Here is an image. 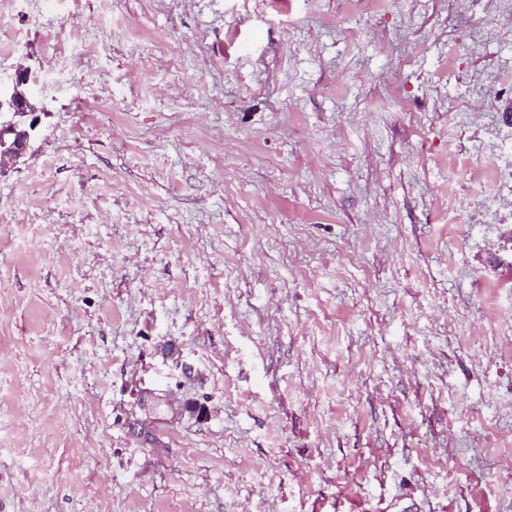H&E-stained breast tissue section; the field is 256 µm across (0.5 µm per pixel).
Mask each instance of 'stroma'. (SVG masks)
<instances>
[{
  "mask_svg": "<svg viewBox=\"0 0 512 512\" xmlns=\"http://www.w3.org/2000/svg\"><path fill=\"white\" fill-rule=\"evenodd\" d=\"M0 512H512V0H0ZM35 78L26 69H18L8 83L0 81V111L9 112L14 117H29L28 124L23 120L0 128V145L6 146L5 135L14 134V140L6 150L0 151V175L25 157L31 143L33 132L38 125V102L34 100L31 85ZM22 128L19 130V128Z\"/></svg>",
  "mask_w": 512,
  "mask_h": 512,
  "instance_id": "1",
  "label": "stroma"
}]
</instances>
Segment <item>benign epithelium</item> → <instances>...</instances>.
Wrapping results in <instances>:
<instances>
[{
	"mask_svg": "<svg viewBox=\"0 0 512 512\" xmlns=\"http://www.w3.org/2000/svg\"><path fill=\"white\" fill-rule=\"evenodd\" d=\"M35 78L26 69H18L8 83H0V111L21 118V121L0 128V144L5 135H14L11 145L0 151V175L6 173L25 157L33 132L38 125V102L34 100L31 85Z\"/></svg>",
	"mask_w": 512,
	"mask_h": 512,
	"instance_id": "obj_1",
	"label": "benign epithelium"
}]
</instances>
